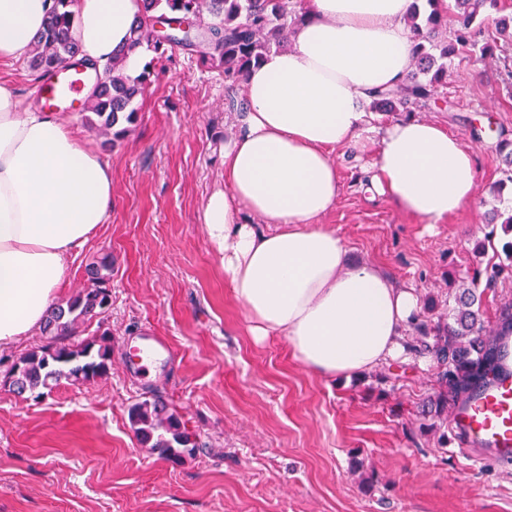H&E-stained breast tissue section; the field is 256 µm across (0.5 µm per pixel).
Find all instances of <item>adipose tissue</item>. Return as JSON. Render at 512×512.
Here are the masks:
<instances>
[{
  "label": "adipose tissue",
  "instance_id": "obj_1",
  "mask_svg": "<svg viewBox=\"0 0 512 512\" xmlns=\"http://www.w3.org/2000/svg\"><path fill=\"white\" fill-rule=\"evenodd\" d=\"M413 0H304L290 49L240 82L248 103L224 142V185L204 231L256 339L285 337L316 376L351 378L405 353L420 297L353 260L321 219L340 193L338 149L368 139L369 192L427 224L475 191L473 152L441 123L383 122L363 103L401 85ZM53 0H0V64L26 56ZM78 57L105 69L131 39L143 0H74ZM112 211V168L54 112L0 83V349L43 323L67 260Z\"/></svg>",
  "mask_w": 512,
  "mask_h": 512
}]
</instances>
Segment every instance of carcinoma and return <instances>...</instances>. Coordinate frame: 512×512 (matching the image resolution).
<instances>
[{
  "label": "carcinoma",
  "instance_id": "obj_1",
  "mask_svg": "<svg viewBox=\"0 0 512 512\" xmlns=\"http://www.w3.org/2000/svg\"><path fill=\"white\" fill-rule=\"evenodd\" d=\"M74 0H53L48 20L31 49V70L48 74L66 65L78 53L75 37ZM144 14L133 32L127 52L148 47L164 56L173 46L196 48L203 61L224 71L229 87L240 83L244 73L263 57L289 43V34L304 19L299 0H143ZM429 9L419 8L407 16L413 43V64L402 86L381 92L369 109L383 114L412 112V108L434 98L446 85L448 66L460 54L474 59L497 56L503 67L502 81L512 97V39L498 44L512 27V17L496 21L499 31L484 33L486 12L497 0H448V10L438 0H426ZM455 16L452 37H447L448 15ZM192 19V32L178 38L155 28L159 17ZM150 66L132 76L123 58L98 75L86 102V121L106 141L125 136L124 124L134 121L137 99L150 81ZM504 258L497 264L477 268L469 284L453 297L448 315L433 330L418 328L419 350L435 362L439 391L426 404L425 414L441 420L448 414V400L463 402L474 390L488 383L486 371L497 370L501 343L512 337V302L501 303L493 324L484 321V292L499 279L512 278V239L501 245ZM92 287L79 292L65 304L51 308L43 325V343L11 366L19 367L14 392L23 395L40 389L52 390L61 382L84 384L107 373L112 346L108 333L88 336L74 344L79 328L107 310L99 290L112 281V258L108 255L86 267ZM128 418L140 444L159 457L182 463L198 448L179 413L159 395L133 404Z\"/></svg>",
  "mask_w": 512,
  "mask_h": 512
}]
</instances>
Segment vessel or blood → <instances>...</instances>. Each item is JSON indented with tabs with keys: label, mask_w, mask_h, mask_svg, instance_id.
Masks as SVG:
<instances>
[{
	"label": "vessel or blood",
	"mask_w": 512,
	"mask_h": 512,
	"mask_svg": "<svg viewBox=\"0 0 512 512\" xmlns=\"http://www.w3.org/2000/svg\"><path fill=\"white\" fill-rule=\"evenodd\" d=\"M86 83L83 71L62 70L40 85L38 94L49 111L71 112L79 103ZM170 353L165 339L145 333L132 355L139 360ZM448 428L460 446L486 458L512 464V340L502 347L496 377L477 389L466 402L454 407Z\"/></svg>",
	"instance_id": "1"
}]
</instances>
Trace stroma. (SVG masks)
Segmentation results:
<instances>
[{
    "instance_id": "35a3bbf8",
    "label": "stroma",
    "mask_w": 512,
    "mask_h": 512,
    "mask_svg": "<svg viewBox=\"0 0 512 512\" xmlns=\"http://www.w3.org/2000/svg\"><path fill=\"white\" fill-rule=\"evenodd\" d=\"M135 122L106 145L82 113L67 123L112 167V212L68 259L65 303L88 287L87 265L112 257V304L82 327L109 333L112 364L81 385L36 398L0 385V512H512V465L482 461L439 432L423 431L421 405L438 389L431 356L407 352L351 379L305 369L286 339L256 342L224 281L203 228L209 193L224 184V141L234 131L223 71L195 53L155 59ZM448 105L432 118L476 157V190L432 226L371 199L361 169L375 145L336 155L342 192L323 221L354 259L381 265L397 284L445 302L476 265L493 210L512 200L497 138L512 140V97L494 60L454 59ZM164 337L174 359L133 384L125 340ZM162 395L198 436L196 455L173 464L139 443L136 402Z\"/></svg>"
}]
</instances>
